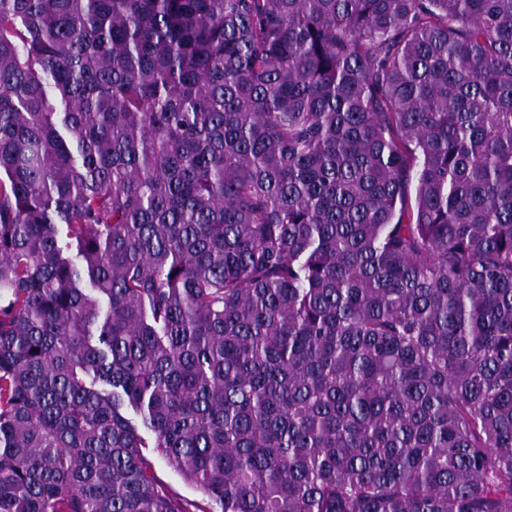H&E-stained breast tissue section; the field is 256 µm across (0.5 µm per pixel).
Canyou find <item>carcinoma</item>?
<instances>
[{
  "mask_svg": "<svg viewBox=\"0 0 512 512\" xmlns=\"http://www.w3.org/2000/svg\"><path fill=\"white\" fill-rule=\"evenodd\" d=\"M0 512H512V0H0ZM143 452L153 460L158 479L167 485L173 493L190 500H197L203 505L207 503L195 487L185 482L165 461L154 455L153 448H144Z\"/></svg>",
  "mask_w": 512,
  "mask_h": 512,
  "instance_id": "carcinoma-1",
  "label": "carcinoma"
}]
</instances>
